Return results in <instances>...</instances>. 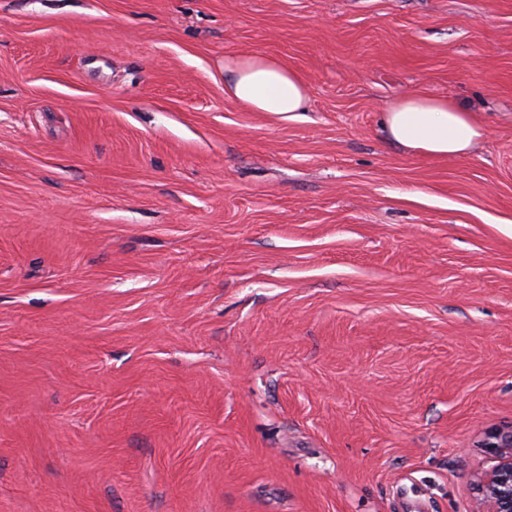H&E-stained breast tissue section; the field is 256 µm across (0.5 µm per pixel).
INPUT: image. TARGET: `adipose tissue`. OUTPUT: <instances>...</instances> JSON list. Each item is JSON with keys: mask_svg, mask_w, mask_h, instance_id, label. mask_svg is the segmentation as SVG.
<instances>
[{"mask_svg": "<svg viewBox=\"0 0 512 512\" xmlns=\"http://www.w3.org/2000/svg\"><path fill=\"white\" fill-rule=\"evenodd\" d=\"M224 90L237 103L287 121L307 104L298 74L274 57L244 53L224 61ZM390 140L428 157H463L487 135L485 124L455 101L412 92L392 103L383 117Z\"/></svg>", "mask_w": 512, "mask_h": 512, "instance_id": "ef3b65f1", "label": "adipose tissue"}]
</instances>
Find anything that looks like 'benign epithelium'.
I'll return each instance as SVG.
<instances>
[{"label": "benign epithelium", "instance_id": "benign-epithelium-1", "mask_svg": "<svg viewBox=\"0 0 512 512\" xmlns=\"http://www.w3.org/2000/svg\"><path fill=\"white\" fill-rule=\"evenodd\" d=\"M482 447L493 456L494 465L479 478V512H512V426L489 430Z\"/></svg>", "mask_w": 512, "mask_h": 512}]
</instances>
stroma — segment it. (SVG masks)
<instances>
[{
    "mask_svg": "<svg viewBox=\"0 0 512 512\" xmlns=\"http://www.w3.org/2000/svg\"><path fill=\"white\" fill-rule=\"evenodd\" d=\"M510 424L512 0H0V512H477ZM224 91L255 112L292 120L304 112L307 87L298 74L274 57L244 53L224 60ZM390 140L428 157H464L487 135L485 124L448 98L416 91L392 103L383 117Z\"/></svg>",
    "mask_w": 512,
    "mask_h": 512,
    "instance_id": "stroma-1",
    "label": "stroma"
}]
</instances>
